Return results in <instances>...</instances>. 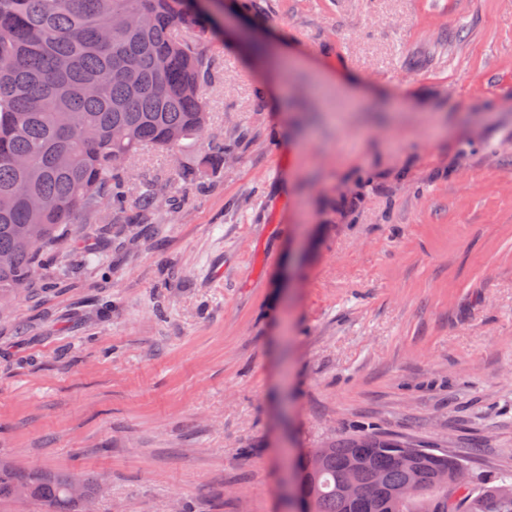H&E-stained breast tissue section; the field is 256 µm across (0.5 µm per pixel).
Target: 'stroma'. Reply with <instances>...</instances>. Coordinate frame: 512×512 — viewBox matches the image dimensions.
Instances as JSON below:
<instances>
[{
	"instance_id": "1",
	"label": "stroma",
	"mask_w": 512,
	"mask_h": 512,
	"mask_svg": "<svg viewBox=\"0 0 512 512\" xmlns=\"http://www.w3.org/2000/svg\"><path fill=\"white\" fill-rule=\"evenodd\" d=\"M209 137L144 152L0 313V459L95 512H288V459L352 434L512 479V0H254ZM198 185L174 183L202 156Z\"/></svg>"
}]
</instances>
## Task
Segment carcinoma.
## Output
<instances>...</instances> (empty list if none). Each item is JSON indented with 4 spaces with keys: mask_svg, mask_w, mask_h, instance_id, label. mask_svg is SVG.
<instances>
[{
    "mask_svg": "<svg viewBox=\"0 0 512 512\" xmlns=\"http://www.w3.org/2000/svg\"><path fill=\"white\" fill-rule=\"evenodd\" d=\"M214 14L194 0H0V301L31 284L30 270L59 250L77 217L112 200L125 223L154 209L143 186L129 211V163L147 149L202 143L211 81L199 43L216 31ZM410 443L369 433L325 448L297 481L315 490L312 512H512V484L468 491L448 507L440 478L461 461L422 449L418 490L402 493L409 475L401 456ZM360 461L357 477L378 478L372 497L345 499L338 484ZM80 483L82 496L71 493ZM25 490L44 512H93L101 486L90 477L19 469L0 460V500Z\"/></svg>",
    "mask_w": 512,
    "mask_h": 512,
    "instance_id": "cac0c4a2",
    "label": "carcinoma"
}]
</instances>
